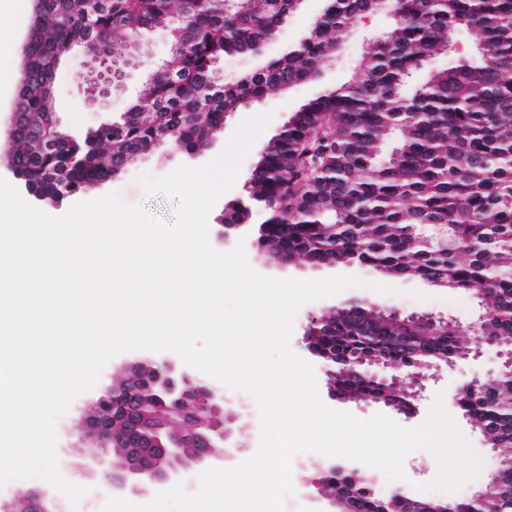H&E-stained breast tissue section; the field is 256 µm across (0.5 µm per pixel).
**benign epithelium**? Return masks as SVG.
Here are the masks:
<instances>
[{"label": "benign epithelium", "instance_id": "benign-epithelium-1", "mask_svg": "<svg viewBox=\"0 0 512 512\" xmlns=\"http://www.w3.org/2000/svg\"><path fill=\"white\" fill-rule=\"evenodd\" d=\"M82 82L90 94V101L105 99L112 92V62L95 55H87ZM21 115L19 101H14L6 117V138L0 140V160L8 157L13 145L15 126ZM36 135L49 151L57 149L58 126L39 127ZM220 229L216 234L219 244H230L245 236L247 221L230 218L224 209L218 218ZM156 369L143 373L147 362L135 359L125 363L130 376L123 387L106 385L99 396L86 402L77 422L86 437L94 439L103 455L94 459L97 468L106 466L104 455L108 449L117 450L124 459V470L106 478L115 489L137 495H147L161 484L176 480L183 471L193 467L221 465L232 457L224 450L231 435L224 410V392L211 386L179 360L156 356L150 358ZM392 363L368 362L364 358L346 359L344 368L359 377L367 376L382 385L398 386L400 376H387L384 371ZM153 388L163 391L169 399V423L153 428L147 425L143 392ZM426 387L418 383L412 392L393 390L375 398L394 410L414 415V401L423 398ZM190 448L183 453L182 468H175L170 459L173 449ZM46 494L37 490H19L8 502L0 504V512H49L43 501Z\"/></svg>", "mask_w": 512, "mask_h": 512}]
</instances>
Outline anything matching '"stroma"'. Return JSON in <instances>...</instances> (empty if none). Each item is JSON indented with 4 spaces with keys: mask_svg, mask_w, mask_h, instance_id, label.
<instances>
[{
    "mask_svg": "<svg viewBox=\"0 0 512 512\" xmlns=\"http://www.w3.org/2000/svg\"><path fill=\"white\" fill-rule=\"evenodd\" d=\"M322 5V0H303L298 9L288 17L278 39L265 48L264 56H279L289 44L300 40L308 32ZM391 26L392 19L388 13L376 12L366 16L350 27L345 36L342 54L324 63L318 80L295 86L286 92L267 94L251 101L240 111L226 115L223 130L217 132L210 144L196 156H188L167 144L155 147L148 154L138 157L123 174L93 190V197L98 198L114 192L124 203L139 207L150 218L166 225L174 224L180 208L179 198L162 192L146 193L141 185L142 177H163L181 165H205L223 152L242 121L261 114L270 117L266 128L256 139L257 144H264L283 128L291 113L312 98L321 87H338L351 81L366 43L388 33ZM139 40L141 51L135 62L128 67L122 87L114 91L106 101L96 105L87 103L85 87L79 80L80 73L85 69L83 56L78 53L71 54L61 64L53 84V94L60 106L57 119L61 130L72 135H81L125 111L129 103L138 97L150 74L171 58L172 39L168 28L160 27L144 32ZM248 261L258 273L279 279H318L335 275H349L361 279V286L346 289L329 298L307 302L296 312L289 346L295 354L305 359L310 356L306 348L305 334L311 317L324 315L351 299L395 308L404 316L428 314L456 326L458 337L471 349L477 350L478 356L457 361L450 368H440L436 377L426 378V398L419 401V413L411 419L396 411L386 410L381 404L332 400L328 378L322 366H315L314 371L323 403L332 409L351 413L361 420L384 412L400 426L415 428L427 420L435 400H442L447 413L483 456L484 465L476 479L465 483L456 491L449 492L431 486L439 470L435 456L425 449L414 451L404 461L406 482L413 485L414 498L437 503L462 502L486 485L497 467L498 456L485 444L479 433L472 431L463 413L452 403L456 385L475 378L491 380L497 376L500 366L497 346L481 341L470 329L471 323L476 322L481 312L474 293L432 288L415 277L391 278L369 269L338 264L316 269L294 264L281 269L267 264L265 257L255 251L249 253ZM375 282L389 286V293L382 294L372 290L371 285ZM89 397L90 394L86 391L76 396L71 408L56 423L59 471L68 481L88 489L78 505H71L63 494L38 478L14 480L1 486V500L12 498L20 489H40L48 492L61 512H104L110 498L99 493L103 478L84 468L85 463L96 455V447L89 441L69 443L64 438L65 430L77 417V406L84 404ZM224 397L232 412L229 423L232 435L229 443L237 448L232 459L233 464L237 465L254 457L259 451L261 415L255 398L248 392L228 388L224 391ZM324 460V455L315 452H298L292 456L290 467L293 490L282 497L284 512H330V500L318 495L312 485L316 468Z\"/></svg>",
    "mask_w": 512,
    "mask_h": 512,
    "instance_id": "obj_1",
    "label": "stroma"
}]
</instances>
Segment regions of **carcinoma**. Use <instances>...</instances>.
<instances>
[{"mask_svg":"<svg viewBox=\"0 0 512 512\" xmlns=\"http://www.w3.org/2000/svg\"><path fill=\"white\" fill-rule=\"evenodd\" d=\"M180 0H43L30 42L25 112L36 126L52 121L50 86L60 60L74 49L96 50L117 67L127 34L169 24ZM295 0H204L186 14L192 38L143 86L138 110L115 129L61 138L46 153L36 135L19 132L13 167L34 186L59 196L85 194L112 179V165L130 163L163 133L191 151L209 145L224 115L270 91L320 76L342 37L366 15L386 11L393 27L365 47L355 77L323 89L296 109L256 158L246 203L265 225L258 249L286 252L307 266L342 263L387 277L416 276L458 291L488 290V322L478 337L512 342V0H324L319 20L286 54L259 71L210 87L216 64L257 56L276 37ZM465 34L476 54L455 53ZM440 55L448 65L433 67ZM424 224H445L448 246H428ZM313 347L329 365L347 355L395 360L402 369L469 350L453 330L421 336L374 304H345L324 317ZM336 394L362 401L383 387L344 374L329 377ZM487 445L500 454L504 480L487 488L470 512H512V375L483 382L462 397ZM350 464L319 466L326 492L356 512L387 508L366 475L349 479Z\"/></svg>","mask_w":512,"mask_h":512,"instance_id":"cac0c4a2","label":"carcinoma"}]
</instances>
